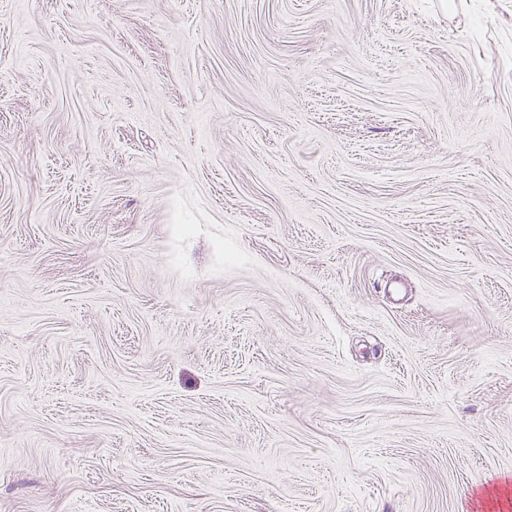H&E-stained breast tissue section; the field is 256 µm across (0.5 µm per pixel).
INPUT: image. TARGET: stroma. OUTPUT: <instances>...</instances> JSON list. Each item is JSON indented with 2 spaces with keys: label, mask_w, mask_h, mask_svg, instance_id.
<instances>
[{
  "label": "stroma",
  "mask_w": 512,
  "mask_h": 512,
  "mask_svg": "<svg viewBox=\"0 0 512 512\" xmlns=\"http://www.w3.org/2000/svg\"><path fill=\"white\" fill-rule=\"evenodd\" d=\"M0 512H512V0H0Z\"/></svg>",
  "instance_id": "stroma-1"
}]
</instances>
